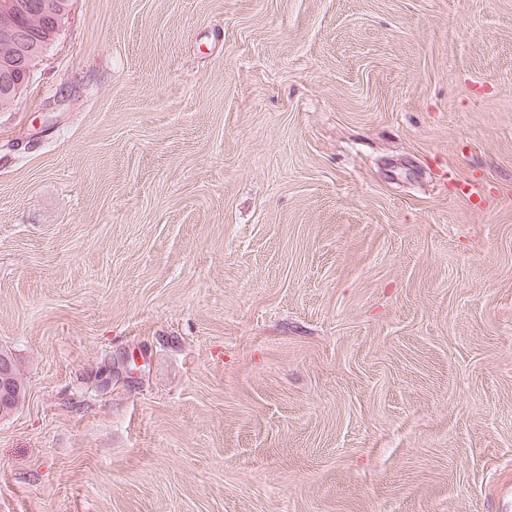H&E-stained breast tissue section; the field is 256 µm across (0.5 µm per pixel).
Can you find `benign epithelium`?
<instances>
[{"instance_id":"benign-epithelium-1","label":"benign epithelium","mask_w":512,"mask_h":512,"mask_svg":"<svg viewBox=\"0 0 512 512\" xmlns=\"http://www.w3.org/2000/svg\"><path fill=\"white\" fill-rule=\"evenodd\" d=\"M38 15L33 13L29 21H23L15 12V7L5 2L0 3V88L9 89V93L0 98L4 105L24 87L20 77L30 74L33 60L23 46L28 44L31 22ZM13 395V367L7 360H0V405L6 407Z\"/></svg>"}]
</instances>
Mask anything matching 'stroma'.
I'll return each instance as SVG.
<instances>
[{
    "instance_id": "obj_1",
    "label": "stroma",
    "mask_w": 512,
    "mask_h": 512,
    "mask_svg": "<svg viewBox=\"0 0 512 512\" xmlns=\"http://www.w3.org/2000/svg\"><path fill=\"white\" fill-rule=\"evenodd\" d=\"M0 112V512H512V0H72ZM7 358L8 360H0V402L2 407L5 408L9 405L11 397L13 395V371H14V388L15 396L13 397L12 408L8 411H4L0 416H6L12 413L15 409L24 402L26 397V387L23 380L19 377L16 367L13 364V360L7 352L0 350V359ZM13 365V367H12Z\"/></svg>"
}]
</instances>
